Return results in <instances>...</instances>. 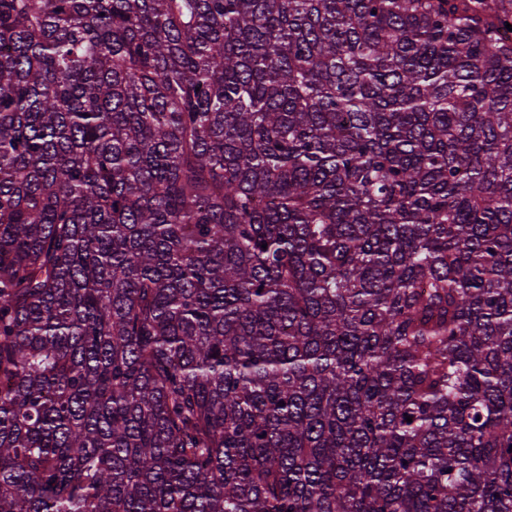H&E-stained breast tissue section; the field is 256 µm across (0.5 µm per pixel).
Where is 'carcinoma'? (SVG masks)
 Instances as JSON below:
<instances>
[{"mask_svg": "<svg viewBox=\"0 0 512 512\" xmlns=\"http://www.w3.org/2000/svg\"><path fill=\"white\" fill-rule=\"evenodd\" d=\"M508 23L0 0V512H512Z\"/></svg>", "mask_w": 512, "mask_h": 512, "instance_id": "cac0c4a2", "label": "carcinoma"}]
</instances>
